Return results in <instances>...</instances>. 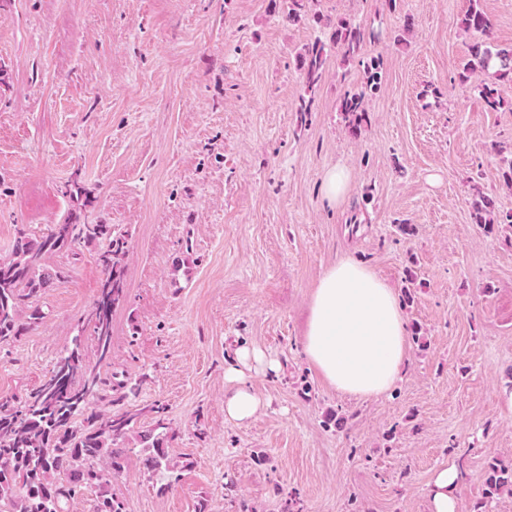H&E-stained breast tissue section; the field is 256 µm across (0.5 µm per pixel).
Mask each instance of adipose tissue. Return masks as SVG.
Segmentation results:
<instances>
[{"mask_svg":"<svg viewBox=\"0 0 512 512\" xmlns=\"http://www.w3.org/2000/svg\"><path fill=\"white\" fill-rule=\"evenodd\" d=\"M409 330L395 289L375 270L344 256L318 278L308 301L302 351L323 382L336 393L380 398L402 381L410 359ZM260 349L243 344L224 372V419L252 423L266 406L252 372H277ZM459 472L437 470L428 485L430 512H459Z\"/></svg>","mask_w":512,"mask_h":512,"instance_id":"ef3b65f1","label":"adipose tissue"}]
</instances>
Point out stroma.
Here are the masks:
<instances>
[{
	"instance_id": "1",
	"label": "stroma",
	"mask_w": 512,
	"mask_h": 512,
	"mask_svg": "<svg viewBox=\"0 0 512 512\" xmlns=\"http://www.w3.org/2000/svg\"><path fill=\"white\" fill-rule=\"evenodd\" d=\"M470 0H0V258L19 229L108 224L124 241L126 300L112 315V359L83 358L111 384L138 387L105 412L154 427L166 409L171 488L144 473L136 439L112 478L127 512H430L441 467L460 479L461 512H512L485 497L487 466L512 463V224H477L476 192L512 214V81L486 110L458 76L479 41L457 20ZM372 32L360 60L327 50L306 91L299 56L331 31L314 14ZM382 57L380 88L350 133L339 110ZM312 110L295 107L304 93ZM352 173L343 203L324 172ZM408 224L412 233L403 234ZM101 246L48 255L65 279L44 313L0 347V399L22 401L70 346L103 278ZM352 256L397 292L411 357L388 396L328 388L300 338L310 292ZM281 364L252 382L267 405L224 420V369L240 344ZM343 424H336V417Z\"/></svg>"
}]
</instances>
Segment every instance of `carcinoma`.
Returning a JSON list of instances; mask_svg holds the SVG:
<instances>
[{
  "label": "carcinoma",
  "instance_id": "obj_1",
  "mask_svg": "<svg viewBox=\"0 0 512 512\" xmlns=\"http://www.w3.org/2000/svg\"><path fill=\"white\" fill-rule=\"evenodd\" d=\"M466 32L490 36L491 21L472 0L459 20ZM367 33L344 18L336 19L332 46L347 62L361 54ZM326 63V45L317 41L300 55V69L307 89L321 79ZM366 82L358 93L345 96L340 112L351 133H356L365 117L364 99L380 86L384 63L372 57L364 63ZM493 70L497 80L512 79V48L497 47L485 39L475 43L467 73ZM480 98L489 110L504 105L497 88L485 83ZM473 220L477 224H511L512 214L501 215L491 198L474 202ZM106 242L98 253L105 279L100 294L85 317L97 343L99 360L112 357V312L124 300V242L112 235L110 224H56L42 237L20 231L12 254L0 261V343L17 340L24 331L22 311L27 323L43 318L39 299L63 271L47 263V253L70 249L80 243ZM110 383L81 353V337L54 362L49 377L25 400H0V512H67L70 500L86 492L95 493L93 512H126L125 502L112 492V475L124 469L125 456L118 445L137 433L142 445L143 469L160 474L170 487L178 472L190 465L172 458L166 444L175 439L161 419L164 407L155 405L156 426L135 431L136 415L126 411L107 415L92 409L105 397ZM512 494V466L499 462L489 465L486 495L503 490Z\"/></svg>",
  "mask_w": 512,
  "mask_h": 512
}]
</instances>
